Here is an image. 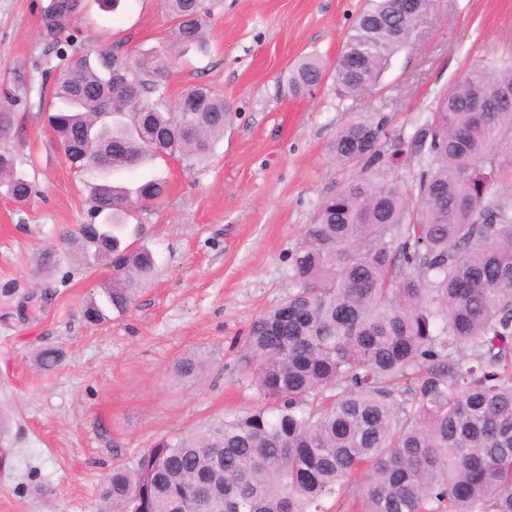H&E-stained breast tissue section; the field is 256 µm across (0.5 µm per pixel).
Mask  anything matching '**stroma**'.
<instances>
[{
  "instance_id": "stroma-1",
  "label": "stroma",
  "mask_w": 512,
  "mask_h": 512,
  "mask_svg": "<svg viewBox=\"0 0 512 512\" xmlns=\"http://www.w3.org/2000/svg\"><path fill=\"white\" fill-rule=\"evenodd\" d=\"M50 0H0V106L13 117L0 152L37 193L18 204L0 187V512H97L114 463L261 405L242 344L253 320L287 296L292 255L319 201L343 180L328 146L353 117L411 129L435 92L486 62L512 61V0H435L411 48L392 60L375 95L337 98L334 65L363 0H219L207 52L174 56L167 103L203 85L230 113L213 156L194 167L160 159L114 174L134 190L166 180L165 197L126 221L156 270L132 306L99 323L84 315L114 271L74 260L59 235L90 222L98 171L71 168L46 123L56 58L42 16ZM163 0H87L65 52L121 44L128 60L163 48ZM313 55L323 82L293 95L288 72ZM56 266L36 272L39 254ZM11 291H4V284ZM63 354L45 372L34 354ZM209 365L195 381L171 367L188 352Z\"/></svg>"
}]
</instances>
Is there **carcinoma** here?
Here are the masks:
<instances>
[{
    "label": "carcinoma",
    "instance_id": "obj_1",
    "mask_svg": "<svg viewBox=\"0 0 512 512\" xmlns=\"http://www.w3.org/2000/svg\"><path fill=\"white\" fill-rule=\"evenodd\" d=\"M397 0H364L334 81L339 97L375 93L391 58L410 46L432 0L401 18ZM170 46L203 49L209 0H165ZM84 0H50L43 24L65 33ZM355 56L357 73L342 58ZM171 59L156 51L130 66L118 49L64 58L47 122L77 170L105 177L157 158L191 166L224 136V100L187 88L179 106L152 97ZM325 73L315 56L288 83L296 94ZM478 90L508 98L474 112ZM342 185L319 202L291 258L292 291L252 323L244 357L268 405L199 434L162 438L106 475L101 512H327L329 498L356 512H512V65L483 64L439 90L412 131L355 117L330 142ZM413 165L411 182L402 162ZM0 185L26 202L33 184L0 153ZM166 182L134 190L159 201ZM102 223L66 233L81 261L108 259L107 301L117 313L155 271L151 250L127 240V190L89 186ZM44 371L55 348L38 351ZM207 366L180 357L174 378Z\"/></svg>",
    "mask_w": 512,
    "mask_h": 512
}]
</instances>
